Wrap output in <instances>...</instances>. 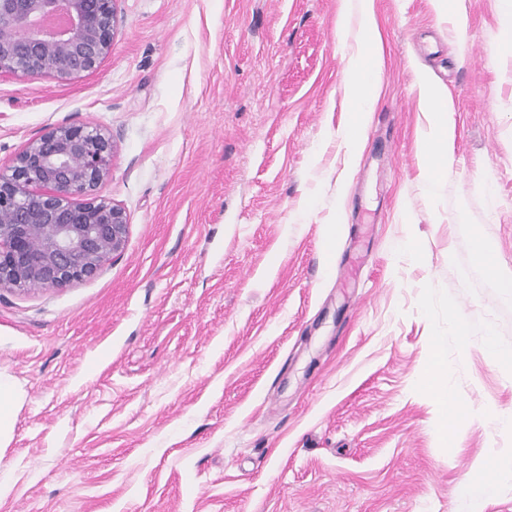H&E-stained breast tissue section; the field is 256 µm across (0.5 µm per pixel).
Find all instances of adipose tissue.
<instances>
[{"label":"adipose tissue","mask_w":512,"mask_h":512,"mask_svg":"<svg viewBox=\"0 0 512 512\" xmlns=\"http://www.w3.org/2000/svg\"><path fill=\"white\" fill-rule=\"evenodd\" d=\"M361 14L362 52L351 66L347 78V97L349 120L345 137L351 152H358L362 141L360 129L369 112L377 102V87L373 75L382 65L380 35L371 0H359ZM420 94L430 105V121L427 130L421 136L422 158L431 181H439L446 171L448 155V109L442 90L432 81L426 71L417 75ZM512 475V459L488 455L465 476L460 498L464 501H476L486 497L492 491V477Z\"/></svg>","instance_id":"ef3b65f1"}]
</instances>
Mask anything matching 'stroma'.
I'll list each match as a JSON object with an SVG mask.
<instances>
[{
	"instance_id": "35a3bbf8",
	"label": "stroma",
	"mask_w": 512,
	"mask_h": 512,
	"mask_svg": "<svg viewBox=\"0 0 512 512\" xmlns=\"http://www.w3.org/2000/svg\"><path fill=\"white\" fill-rule=\"evenodd\" d=\"M502 0H372L378 101L349 155L341 0H118L94 72L0 80V167L47 127L115 145L125 250L91 278L0 290V374L20 399L0 512H460L512 431V56ZM428 69L448 167L419 137ZM338 225L336 262L325 241ZM416 243L409 252L407 243ZM467 322L460 349L448 313ZM448 364V401L421 380ZM421 97L430 104V121L421 135L422 158L432 182H438L446 173L448 155V109L442 90L425 70L418 72ZM474 250L476 255L485 261L486 270L489 277L490 282L494 285L495 288H499L501 294L506 299H511L512 296V279L504 278L500 274L496 272V270L491 267L487 262L488 256V248L486 244L479 238L475 239L474 242Z\"/></svg>"
}]
</instances>
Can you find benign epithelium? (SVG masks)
I'll list each match as a JSON object with an SVG mask.
<instances>
[{
    "label": "benign epithelium",
    "mask_w": 512,
    "mask_h": 512,
    "mask_svg": "<svg viewBox=\"0 0 512 512\" xmlns=\"http://www.w3.org/2000/svg\"><path fill=\"white\" fill-rule=\"evenodd\" d=\"M118 0H0V78H76L112 50ZM115 146L100 128L55 125L0 169V289L94 276L124 251L129 216L101 195Z\"/></svg>",
    "instance_id": "obj_1"
}]
</instances>
